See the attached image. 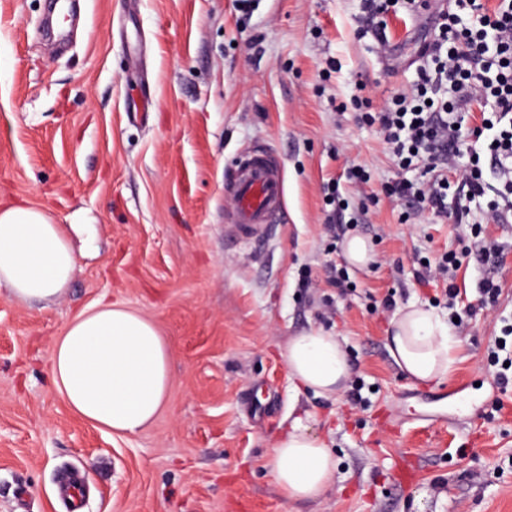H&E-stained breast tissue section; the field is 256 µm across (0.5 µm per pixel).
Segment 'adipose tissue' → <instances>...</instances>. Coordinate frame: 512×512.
Instances as JSON below:
<instances>
[{
	"label": "adipose tissue",
	"instance_id": "adipose-tissue-1",
	"mask_svg": "<svg viewBox=\"0 0 512 512\" xmlns=\"http://www.w3.org/2000/svg\"><path fill=\"white\" fill-rule=\"evenodd\" d=\"M77 268L70 235L44 210L0 207V288L19 301L61 297ZM456 341L434 312L411 304L391 322L388 348L396 367L421 383L447 375ZM282 356L296 388L331 397L343 390L351 363L337 336L311 330L290 337ZM56 391L81 419L119 435L146 427L164 407L170 350L154 322L116 304L72 319L51 348ZM267 466L287 502L314 501L336 480L324 443L294 424L275 440Z\"/></svg>",
	"mask_w": 512,
	"mask_h": 512
}]
</instances>
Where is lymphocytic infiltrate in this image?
<instances>
[{
    "mask_svg": "<svg viewBox=\"0 0 512 512\" xmlns=\"http://www.w3.org/2000/svg\"><path fill=\"white\" fill-rule=\"evenodd\" d=\"M423 65L410 90L376 113L384 140L401 167L414 158L447 160L460 151L465 116L483 113L475 137H487V150L499 164L503 196L512 197V0H453L434 21V36L421 50ZM447 181L401 179L389 195L408 197L437 217L467 223L469 212H447Z\"/></svg>",
    "mask_w": 512,
    "mask_h": 512,
    "instance_id": "f902f5d3",
    "label": "lymphocytic infiltrate"
}]
</instances>
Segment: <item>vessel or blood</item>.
I'll use <instances>...</instances> for the list:
<instances>
[{"mask_svg": "<svg viewBox=\"0 0 512 512\" xmlns=\"http://www.w3.org/2000/svg\"><path fill=\"white\" fill-rule=\"evenodd\" d=\"M233 196L232 221L253 239L276 223L285 206V181L279 158L263 148L243 152L228 183Z\"/></svg>", "mask_w": 512, "mask_h": 512, "instance_id": "obj_1", "label": "vessel or blood"}]
</instances>
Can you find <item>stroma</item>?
<instances>
[{
    "mask_svg": "<svg viewBox=\"0 0 512 512\" xmlns=\"http://www.w3.org/2000/svg\"><path fill=\"white\" fill-rule=\"evenodd\" d=\"M443 3L388 13L383 49L361 0H76L61 44L45 35L49 0H0V201L85 227L60 300L0 290V512H65L71 474L83 512H512V392L487 352L512 323V223L474 202L453 224L387 196L431 168H400L358 108L411 86ZM261 145L281 156L285 211L263 238L232 242L224 173ZM355 164L367 182L346 178ZM332 213L370 241L369 267L326 236ZM475 225L503 247L489 309L475 268L458 271L453 305L416 275L477 246ZM101 302L151 318L171 352L168 402L133 435L80 420L52 384L53 341ZM411 303L472 313L430 384L387 349ZM315 328L345 345L364 404L296 389L282 350ZM297 420L333 451L336 480L288 503L266 461Z\"/></svg>",
    "mask_w": 512,
    "mask_h": 512,
    "instance_id": "35a3bbf8",
    "label": "stroma"
}]
</instances>
